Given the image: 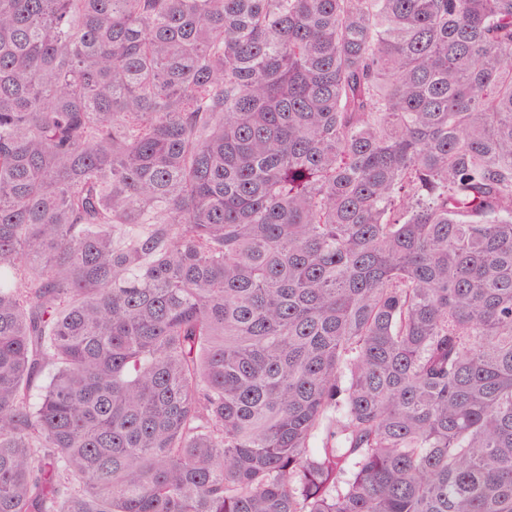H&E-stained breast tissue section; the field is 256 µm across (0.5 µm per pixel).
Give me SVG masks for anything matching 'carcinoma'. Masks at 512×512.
I'll return each mask as SVG.
<instances>
[{
  "mask_svg": "<svg viewBox=\"0 0 512 512\" xmlns=\"http://www.w3.org/2000/svg\"><path fill=\"white\" fill-rule=\"evenodd\" d=\"M0 512H512V0H0Z\"/></svg>",
  "mask_w": 512,
  "mask_h": 512,
  "instance_id": "1",
  "label": "carcinoma"
}]
</instances>
